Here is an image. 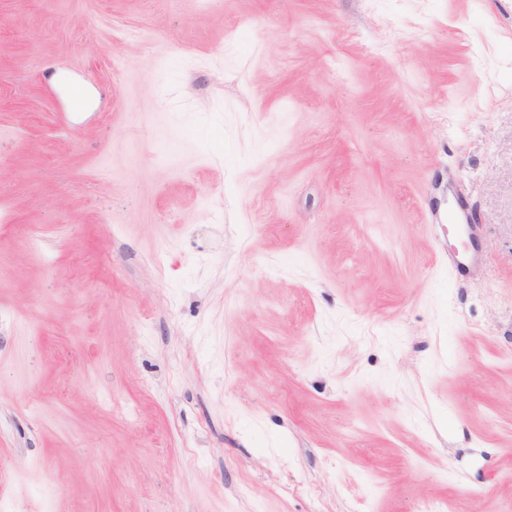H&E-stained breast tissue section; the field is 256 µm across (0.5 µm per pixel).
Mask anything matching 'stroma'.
<instances>
[{"label": "stroma", "instance_id": "obj_1", "mask_svg": "<svg viewBox=\"0 0 512 512\" xmlns=\"http://www.w3.org/2000/svg\"><path fill=\"white\" fill-rule=\"evenodd\" d=\"M1 309L12 512H512V0H0Z\"/></svg>", "mask_w": 512, "mask_h": 512}]
</instances>
